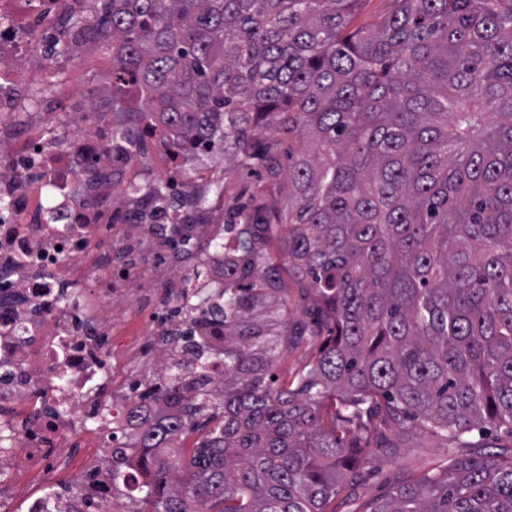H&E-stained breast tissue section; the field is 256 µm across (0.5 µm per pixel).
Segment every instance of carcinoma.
Masks as SVG:
<instances>
[{
    "label": "carcinoma",
    "instance_id": "obj_1",
    "mask_svg": "<svg viewBox=\"0 0 512 512\" xmlns=\"http://www.w3.org/2000/svg\"><path fill=\"white\" fill-rule=\"evenodd\" d=\"M101 0L125 112L181 127L177 148L224 143V172L262 170L252 209L224 219V288L209 348L168 335L136 405L137 512H326L400 451L386 432L438 436L448 457L361 512H512V0ZM174 202L161 181L135 187ZM276 194L282 207L263 214ZM277 238L313 297L288 325ZM330 334L291 384L288 337ZM208 429L171 478L178 437ZM460 448L479 451L459 454ZM124 449L112 483L124 484ZM390 8V0H362L354 16L352 27L367 25Z\"/></svg>",
    "mask_w": 512,
    "mask_h": 512
}]
</instances>
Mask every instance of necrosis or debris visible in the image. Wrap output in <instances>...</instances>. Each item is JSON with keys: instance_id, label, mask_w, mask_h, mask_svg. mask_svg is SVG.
Here are the masks:
<instances>
[{"instance_id": "necrosis-or-debris-1", "label": "necrosis or debris", "mask_w": 512, "mask_h": 512, "mask_svg": "<svg viewBox=\"0 0 512 512\" xmlns=\"http://www.w3.org/2000/svg\"><path fill=\"white\" fill-rule=\"evenodd\" d=\"M96 10V0H0V512H128L133 490L112 484V440L135 445L127 413L145 395L133 381L144 337L190 331L224 347L206 319L157 313L140 336L124 332L130 293H180L201 267L206 302L223 288L224 225L214 206L192 201L223 182L224 164L178 151L180 129L158 123L143 125L146 147L128 159L114 133L112 53L88 48ZM91 56L99 80L81 111L48 109L71 97L68 74ZM163 165L186 176L175 209L126 189ZM185 224L197 248L135 275L115 264V253L140 258L142 245H167ZM103 301L111 313L98 311ZM87 436L80 486L55 483L63 450ZM24 486L32 492L15 504Z\"/></svg>"}]
</instances>
